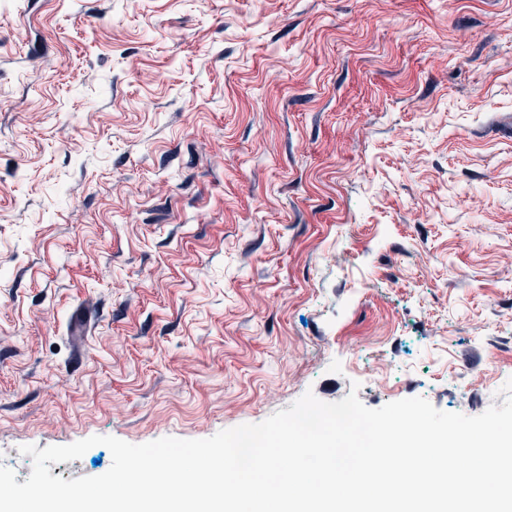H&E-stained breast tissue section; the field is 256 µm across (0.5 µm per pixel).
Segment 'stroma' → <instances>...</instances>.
I'll list each match as a JSON object with an SVG mask.
<instances>
[{
  "label": "stroma",
  "mask_w": 512,
  "mask_h": 512,
  "mask_svg": "<svg viewBox=\"0 0 512 512\" xmlns=\"http://www.w3.org/2000/svg\"><path fill=\"white\" fill-rule=\"evenodd\" d=\"M511 379L512 0H0L17 483L24 445Z\"/></svg>",
  "instance_id": "stroma-1"
}]
</instances>
